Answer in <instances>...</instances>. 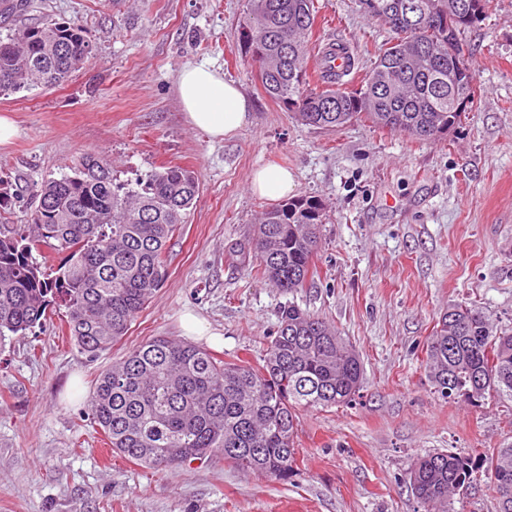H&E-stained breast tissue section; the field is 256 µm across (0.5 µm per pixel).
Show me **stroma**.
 <instances>
[{
    "label": "stroma",
    "instance_id": "35a3bbf8",
    "mask_svg": "<svg viewBox=\"0 0 512 512\" xmlns=\"http://www.w3.org/2000/svg\"><path fill=\"white\" fill-rule=\"evenodd\" d=\"M314 43L341 42L365 76L392 34L357 0H316ZM248 0H30L14 26L70 22L93 53L59 86L0 93L18 127L0 148V179L35 192L86 154L121 181L178 164L197 200L168 244L169 274L128 334L89 358L60 331L61 314L0 341V512H422L412 461L433 452L479 457L512 442V401L441 399L426 341L454 303L480 307L512 330V0H494L464 39L480 88L446 138L423 142L365 121L303 124L263 92L239 30ZM205 64L251 105L248 125L216 139L192 127L176 83ZM276 163L327 219L317 274L288 295L229 265L274 202L251 190ZM334 325L358 352L355 401L304 411L298 469L282 483L214 457L157 471L109 451L80 420L100 374L141 341L167 336L251 362L262 358L281 306ZM193 316L200 332L188 331Z\"/></svg>",
    "mask_w": 512,
    "mask_h": 512
}]
</instances>
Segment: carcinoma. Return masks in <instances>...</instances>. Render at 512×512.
<instances>
[{"mask_svg":"<svg viewBox=\"0 0 512 512\" xmlns=\"http://www.w3.org/2000/svg\"><path fill=\"white\" fill-rule=\"evenodd\" d=\"M475 2L448 21V0H359L363 11L394 33L359 84L343 75L308 77L314 0H248L253 20L240 46L256 65L264 92L305 124L336 129L364 120L422 141L448 135L460 121L461 95L477 93L469 60L451 46L489 10ZM0 51V92L59 85L86 63L92 47L66 23L12 30ZM390 70L399 87L379 82ZM199 193L195 171L173 164L122 183L112 162L84 156L73 174L46 178L28 223H8L24 190L0 192V340L24 334L54 306L90 358L129 332L168 274L167 244L182 229ZM325 221L322 203L298 195L267 209L245 250L230 254L273 287L292 294L314 274ZM67 254L56 268L55 255ZM41 256L43 264L35 261ZM426 366L444 400L476 401L487 394L512 400V333L494 326L476 306L453 304L440 313L426 342ZM363 369L356 350L323 318L293 303L281 307L275 336L261 362L226 361L192 343L158 336L129 349L102 373L87 419L112 450L149 468L172 469L217 455L258 477L286 482L297 469L299 413L352 402ZM487 475L498 512H512V444L482 463L436 452L417 458L408 484L424 512H451V496Z\"/></svg>","mask_w":512,"mask_h":512,"instance_id":"cac0c4a2","label":"carcinoma"}]
</instances>
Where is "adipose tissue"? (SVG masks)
<instances>
[{"label": "adipose tissue", "mask_w": 512, "mask_h": 512, "mask_svg": "<svg viewBox=\"0 0 512 512\" xmlns=\"http://www.w3.org/2000/svg\"><path fill=\"white\" fill-rule=\"evenodd\" d=\"M177 89L189 123L212 137H225L249 122L250 106L246 97L208 66L183 68Z\"/></svg>", "instance_id": "adipose-tissue-1"}]
</instances>
